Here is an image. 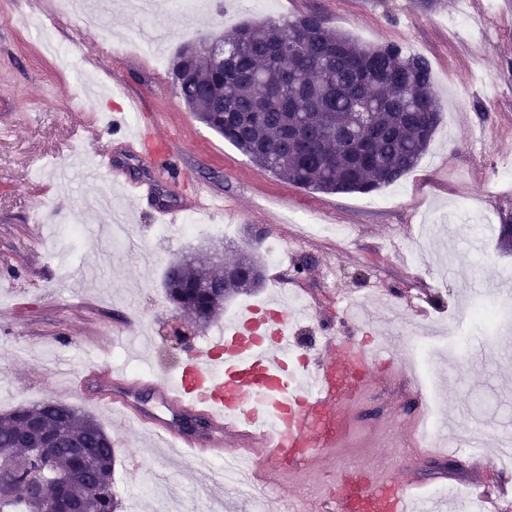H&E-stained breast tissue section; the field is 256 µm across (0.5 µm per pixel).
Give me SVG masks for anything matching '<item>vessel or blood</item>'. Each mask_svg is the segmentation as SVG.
Here are the masks:
<instances>
[{"mask_svg":"<svg viewBox=\"0 0 512 512\" xmlns=\"http://www.w3.org/2000/svg\"><path fill=\"white\" fill-rule=\"evenodd\" d=\"M180 144L176 136L164 149L149 153L152 176H118L108 153L99 154L92 174L124 197L150 196L160 177H174L173 160ZM187 208L220 212L224 200L202 184ZM309 314V308H291L277 299L250 306L225 326L212 347L190 350L181 373L171 381L135 379L105 365L95 373L125 387L126 396L113 399V406L150 428L181 455L221 456L231 463L235 456L227 446L243 438L250 447L290 462L296 473L310 472L351 434L353 422L347 409L362 388L359 375L367 369L368 354L352 336L344 335L325 338L318 363L296 355L292 326ZM142 389L153 390L169 411L207 419V440L181 432L171 420L144 416L130 400ZM354 506L360 512H435L420 483L396 482L379 472L337 489V512H350Z\"/></svg>","mask_w":512,"mask_h":512,"instance_id":"obj_1","label":"vessel or blood"}]
</instances>
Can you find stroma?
<instances>
[{"label":"stroma","mask_w":512,"mask_h":512,"mask_svg":"<svg viewBox=\"0 0 512 512\" xmlns=\"http://www.w3.org/2000/svg\"><path fill=\"white\" fill-rule=\"evenodd\" d=\"M46 4L10 0L0 10V411L51 399L95 416L114 442V492L124 512H159L156 497L127 477L132 456L142 461L139 482L176 485L186 512L202 500L223 512H258L260 499L230 494L222 459H212L206 475L195 459H166L153 439L112 414L113 387L93 379L71 392L66 378L102 362L118 367L124 349L136 355L138 376L174 377L187 354L164 338L174 315L163 286L168 265L204 247L226 259L242 252L264 259L276 243L280 260L266 266L263 286L227 300L193 345L285 288L314 304L313 318L294 329L301 354L312 353L323 329L341 331L346 307H357L352 334L371 354L373 376L349 409L368 447L336 449L312 476L267 488L280 512H332L341 482L382 467L428 492L443 489L448 512H461L475 483L496 496V512H512V470L491 465L492 447L457 448L458 469L426 474L406 431L423 403L411 356L428 326L461 345L432 357L440 415L454 416L462 437L479 422L512 435V238L502 235L512 225V8L503 0L467 10L457 0L429 9L415 0H203L201 12L161 10L145 21L129 0H111L109 14L88 26ZM314 12L360 44L394 43L430 64L442 122L418 166L390 186L368 194L293 187L200 122L173 86L170 63L197 35L214 39L244 22ZM45 33L78 42L104 95L88 100L73 71L45 51ZM91 121L106 128L94 141L85 131ZM138 128L159 141L184 134L179 179L148 200H113L130 215L129 238L152 255L147 265L139 252L100 239L107 216L90 204L105 186L82 173L108 151L123 173L142 174L143 162L120 144L123 132ZM64 167L71 179H59ZM200 181L223 196L224 212L202 215L191 237L182 224L161 227L154 208L185 202ZM37 193L45 206L36 214L29 198ZM303 215L332 234L301 237ZM228 224L236 227L229 237ZM71 225L83 229L74 243L63 235ZM485 301L507 314L487 347L482 331L454 327ZM146 334L153 348L142 345Z\"/></svg>","instance_id":"35a3bbf8"}]
</instances>
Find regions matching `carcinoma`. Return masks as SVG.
<instances>
[{
  "instance_id": "obj_1",
  "label": "carcinoma",
  "mask_w": 512,
  "mask_h": 512,
  "mask_svg": "<svg viewBox=\"0 0 512 512\" xmlns=\"http://www.w3.org/2000/svg\"><path fill=\"white\" fill-rule=\"evenodd\" d=\"M184 48L171 65L180 98L208 128L256 166L288 184L320 193H370L413 170L441 122L428 61L392 43L361 46L325 17L244 23L216 40L224 58ZM323 136L305 149L307 133ZM217 255L167 267V299L205 327L224 301L261 287L263 265L242 254L215 270ZM0 512H117L112 438L91 414L44 401L0 413ZM43 478L35 501L27 487Z\"/></svg>"
}]
</instances>
